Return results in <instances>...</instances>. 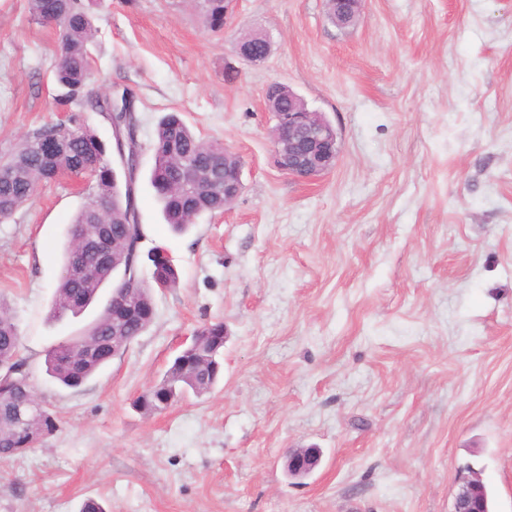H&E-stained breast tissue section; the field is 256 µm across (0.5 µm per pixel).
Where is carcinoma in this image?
I'll return each mask as SVG.
<instances>
[{
	"label": "carcinoma",
	"mask_w": 512,
	"mask_h": 512,
	"mask_svg": "<svg viewBox=\"0 0 512 512\" xmlns=\"http://www.w3.org/2000/svg\"><path fill=\"white\" fill-rule=\"evenodd\" d=\"M91 2L83 0H30L33 17L59 31L53 79L61 89L59 104L69 107L68 148L55 166L75 175L88 173L92 186L86 201L66 229L62 249V272L53 303V316L81 315L104 286L112 283V265L103 264L81 252L79 235L90 224L93 212L103 208L115 239L116 253L132 267V301L125 319L126 340L131 342L151 325L154 314L153 290L173 288L178 283L175 267L169 264L159 247L150 250L154 271L152 283L142 277V257L137 242L143 238L136 223L139 208L136 192L119 186L107 158L108 145L100 141L86 124L83 112L99 113L111 127H119L129 140L138 139L134 102L122 96L87 97L92 81L89 45L95 37ZM204 26L224 28V0H203ZM56 125L36 130L16 151L3 160L0 174V212L13 215L33 195L37 185L48 179L39 140L55 134ZM154 166L150 184L162 207L165 223L176 232H184L206 213L224 210L222 184L196 195L174 189L183 168L219 169L224 173L222 146L197 137L180 114L170 112L158 122L152 143ZM81 262L86 273L75 279L70 270ZM200 350H183L174 359L162 380L136 401L146 413L162 411L192 393L210 392L224 372V323H207L198 328ZM112 359V308L104 306L83 333L53 346L46 354V373L66 388H77ZM26 358L20 355L17 326L6 306L0 302V458L21 455L20 449L34 448L58 427L55 413L45 403L34 400Z\"/></svg>",
	"instance_id": "1"
}]
</instances>
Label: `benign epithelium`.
Here are the masks:
<instances>
[{"label": "benign epithelium", "mask_w": 512, "mask_h": 512, "mask_svg": "<svg viewBox=\"0 0 512 512\" xmlns=\"http://www.w3.org/2000/svg\"><path fill=\"white\" fill-rule=\"evenodd\" d=\"M340 8L336 9V25L348 27L358 20L361 0H336ZM254 43L260 46H240L235 42L234 53L250 64H260L270 55L271 43L261 34L252 33ZM273 161L275 166L288 176L300 181L315 180L328 173L338 159V136L328 121L316 119L309 111L303 98L293 96L288 99V110L274 113ZM64 141L56 135L41 142L42 154L55 160L63 150ZM243 189L242 162L236 163V170L224 177V206H230ZM83 245L100 252L104 259L114 257L112 240L104 231L87 234L82 237ZM320 464V454L315 448H298L288 452L287 469L291 476H304L313 472ZM451 512H492L485 487L477 477L463 479L454 493Z\"/></svg>", "instance_id": "benign-epithelium-1"}]
</instances>
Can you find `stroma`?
Wrapping results in <instances>:
<instances>
[{
	"label": "stroma",
	"mask_w": 512,
	"mask_h": 512,
	"mask_svg": "<svg viewBox=\"0 0 512 512\" xmlns=\"http://www.w3.org/2000/svg\"><path fill=\"white\" fill-rule=\"evenodd\" d=\"M90 92L136 96L142 251L177 287L147 331L83 386L47 350L99 314L53 318L66 226L86 197L63 176L0 221V301L57 430L0 459V512H451L480 472L512 512V0H236L224 30L198 0H100ZM260 30L267 60L233 44ZM57 32L0 0V156L67 119ZM280 82L338 133L302 182L273 163L266 89ZM181 113L243 166L223 212L174 234L149 183L159 118ZM223 321L224 377L151 416L134 401L206 322ZM320 449L287 473L285 454ZM251 34L254 38L253 44L259 45V50H253V47L248 45L251 43L250 41L242 42L245 47H241L240 38L234 43L233 51L243 61L257 65L263 63L269 57L271 52V43L269 39L261 33L251 32ZM316 448H298L288 452L287 469L291 476H304L313 472L320 464Z\"/></svg>",
	"instance_id": "obj_1"
}]
</instances>
